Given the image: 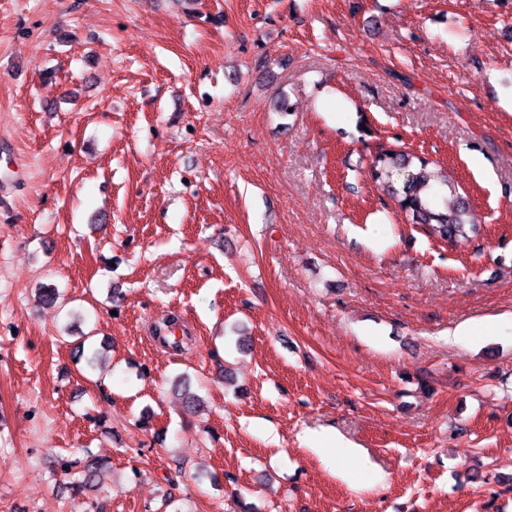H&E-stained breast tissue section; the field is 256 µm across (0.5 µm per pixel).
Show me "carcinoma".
I'll return each instance as SVG.
<instances>
[{
	"label": "carcinoma",
	"mask_w": 512,
	"mask_h": 512,
	"mask_svg": "<svg viewBox=\"0 0 512 512\" xmlns=\"http://www.w3.org/2000/svg\"><path fill=\"white\" fill-rule=\"evenodd\" d=\"M368 174L396 199L411 223L423 226L431 237L460 243L478 233L470 204L458 194L445 167L430 169L428 161L414 153L382 149L373 156ZM57 465L63 473L75 475V486L89 489L97 486V459L88 456L78 466L61 457Z\"/></svg>",
	"instance_id": "obj_1"
}]
</instances>
